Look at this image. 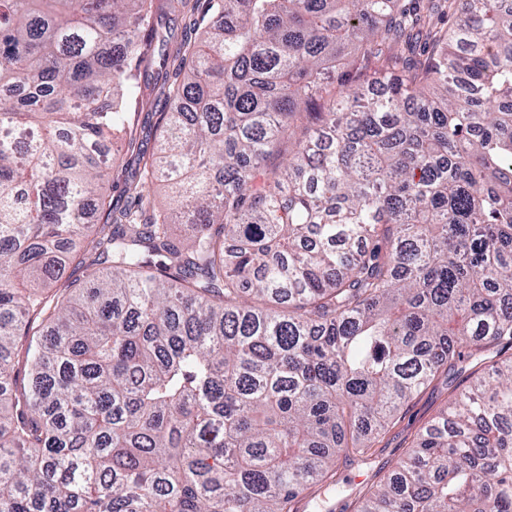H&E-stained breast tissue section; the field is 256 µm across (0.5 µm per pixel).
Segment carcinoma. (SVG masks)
Masks as SVG:
<instances>
[{
  "instance_id": "obj_1",
  "label": "carcinoma",
  "mask_w": 512,
  "mask_h": 512,
  "mask_svg": "<svg viewBox=\"0 0 512 512\" xmlns=\"http://www.w3.org/2000/svg\"><path fill=\"white\" fill-rule=\"evenodd\" d=\"M417 2L0 0V512H298L465 363L358 512H512V0Z\"/></svg>"
}]
</instances>
